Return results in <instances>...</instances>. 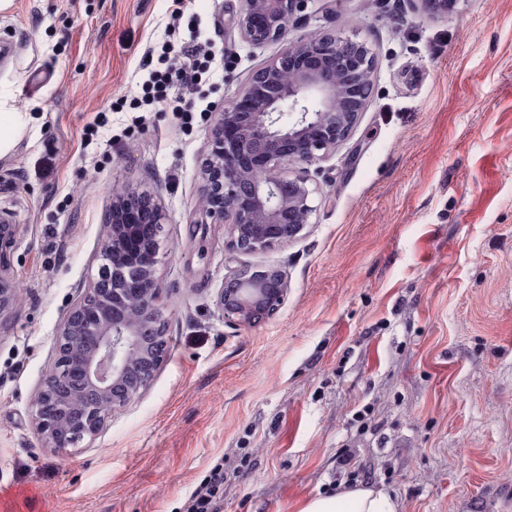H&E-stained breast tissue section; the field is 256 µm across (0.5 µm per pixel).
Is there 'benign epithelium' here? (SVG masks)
<instances>
[{
    "mask_svg": "<svg viewBox=\"0 0 512 512\" xmlns=\"http://www.w3.org/2000/svg\"><path fill=\"white\" fill-rule=\"evenodd\" d=\"M308 0H241L237 27L255 45L284 43L256 70L210 130L201 165V210L227 224L230 246L263 252L298 237L317 207V182L287 174L312 165L351 135L372 94L373 55L333 33L293 40L290 23ZM164 216L152 193L127 186L112 192L107 245L116 264L101 263L54 339L47 382L31 403V422L47 447L73 448L94 439L150 385L168 356V341L142 334L162 323L152 237ZM287 277L278 267L229 271L217 294L224 319L250 326L284 302Z\"/></svg>",
    "mask_w": 512,
    "mask_h": 512,
    "instance_id": "benign-epithelium-1",
    "label": "benign epithelium"
}]
</instances>
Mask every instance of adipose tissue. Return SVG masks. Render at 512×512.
Instances as JSON below:
<instances>
[{
    "instance_id": "adipose-tissue-1",
    "label": "adipose tissue",
    "mask_w": 512,
    "mask_h": 512,
    "mask_svg": "<svg viewBox=\"0 0 512 512\" xmlns=\"http://www.w3.org/2000/svg\"><path fill=\"white\" fill-rule=\"evenodd\" d=\"M399 501L382 489L355 486L299 503L297 512H400Z\"/></svg>"
}]
</instances>
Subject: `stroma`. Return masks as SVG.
<instances>
[{"mask_svg": "<svg viewBox=\"0 0 512 512\" xmlns=\"http://www.w3.org/2000/svg\"><path fill=\"white\" fill-rule=\"evenodd\" d=\"M180 18H173V8ZM240 0H12L0 90L28 122L0 158L14 241L0 278V499L25 512H180L223 460L221 512H297L351 483L402 512H512V0H310L290 32L375 58L351 137L318 166L296 241L232 253L202 223L216 112L281 43L255 47ZM207 43L210 69L136 113L148 50ZM45 80L32 85V71ZM154 192L170 357L94 440L46 447L30 406L71 304L97 275L113 185ZM274 265L284 304L251 327L215 306L229 266Z\"/></svg>", "mask_w": 512, "mask_h": 512, "instance_id": "obj_1", "label": "stroma"}]
</instances>
